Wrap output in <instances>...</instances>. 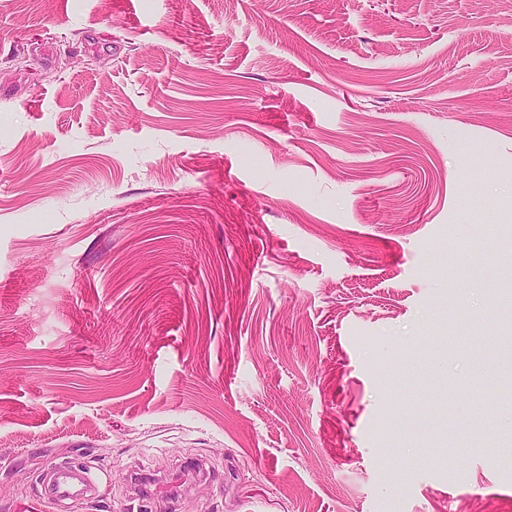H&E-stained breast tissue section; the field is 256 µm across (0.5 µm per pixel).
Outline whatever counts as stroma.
I'll return each instance as SVG.
<instances>
[{"label": "stroma", "instance_id": "1", "mask_svg": "<svg viewBox=\"0 0 512 512\" xmlns=\"http://www.w3.org/2000/svg\"><path fill=\"white\" fill-rule=\"evenodd\" d=\"M491 278L512 0H0V512H512ZM47 476L51 485L47 499L52 503L81 494L83 488L80 486L90 482L88 477L78 475L77 469L72 466H55Z\"/></svg>", "mask_w": 512, "mask_h": 512}]
</instances>
